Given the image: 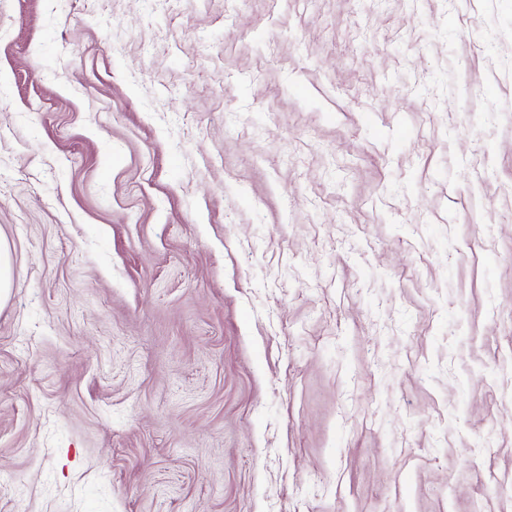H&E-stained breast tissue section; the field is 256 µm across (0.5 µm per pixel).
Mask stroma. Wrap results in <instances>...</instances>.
I'll return each mask as SVG.
<instances>
[{"label": "stroma", "instance_id": "35a3bbf8", "mask_svg": "<svg viewBox=\"0 0 512 512\" xmlns=\"http://www.w3.org/2000/svg\"><path fill=\"white\" fill-rule=\"evenodd\" d=\"M0 512H512V0H0ZM13 284V266L9 245L0 237V303L8 296Z\"/></svg>", "mask_w": 512, "mask_h": 512}]
</instances>
